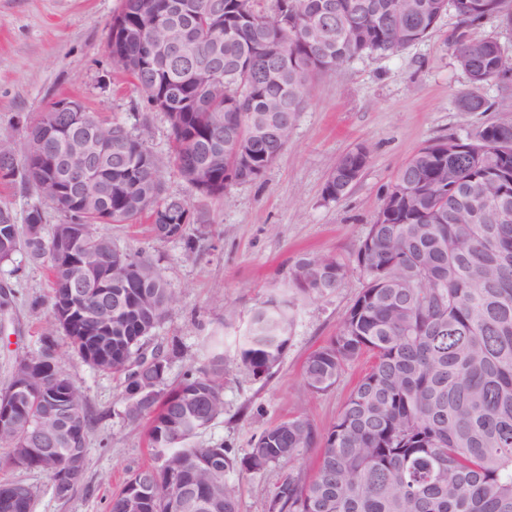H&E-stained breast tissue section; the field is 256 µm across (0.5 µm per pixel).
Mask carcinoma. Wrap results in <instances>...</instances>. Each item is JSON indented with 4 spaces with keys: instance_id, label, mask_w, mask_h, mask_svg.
Segmentation results:
<instances>
[{
    "instance_id": "1",
    "label": "carcinoma",
    "mask_w": 512,
    "mask_h": 512,
    "mask_svg": "<svg viewBox=\"0 0 512 512\" xmlns=\"http://www.w3.org/2000/svg\"><path fill=\"white\" fill-rule=\"evenodd\" d=\"M455 24L449 42L472 87L512 79V53L494 35L472 29L495 18L512 29V0H123L112 18V62L129 75L148 106L165 98L173 150L162 160L148 146L151 127L136 133L74 102L75 112H47L27 135L23 160L0 141V181L35 186L68 217L46 231L35 207L25 223L0 205V263L22 252L46 265L53 293L51 321L39 352L16 357L0 388L3 460L49 476L63 499L86 467L90 415L86 397L57 361L54 336L95 370L124 378V416L146 420L154 463L135 471L112 499L126 512L136 488L157 489L139 512H170V494L199 490L183 512H237L227 482L235 471L289 467L269 496L268 512H512V122L461 138L466 158L438 142L421 148L399 171L354 262L363 288L338 333L311 353L302 382L329 389L350 362L370 353L373 365L322 435L297 416L265 428L239 457L222 443L198 440L224 414V353L190 367L174 385L169 364L179 343L146 354L144 345L166 319L175 296L144 252L118 248L101 224L150 219L155 239L195 240L188 226L206 224L188 200L165 193V165L195 191L224 195L232 183L261 178L287 147L311 81L364 56L393 55L427 37L440 20ZM150 17L193 46L186 59H155L159 34ZM463 112H486L480 95L460 96ZM112 140V154H92L90 179L78 190L53 183L54 161L80 141ZM367 148L336 159L324 197L336 200L356 182ZM457 180L443 183L448 165ZM78 233L70 254L85 269L87 291L73 296L59 235ZM345 274L335 257L307 256L289 287L303 297L331 292ZM112 303V325L92 312ZM295 299L275 295L251 313L239 340L240 363L256 377L277 367L288 348ZM150 381L153 396H129L131 379ZM54 433L56 461L32 456L40 437ZM321 440L314 476L294 464ZM217 458L221 468L211 465ZM35 492L23 481L0 484V502Z\"/></svg>"
}]
</instances>
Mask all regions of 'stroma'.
Instances as JSON below:
<instances>
[{
	"instance_id": "obj_1",
	"label": "stroma",
	"mask_w": 512,
	"mask_h": 512,
	"mask_svg": "<svg viewBox=\"0 0 512 512\" xmlns=\"http://www.w3.org/2000/svg\"><path fill=\"white\" fill-rule=\"evenodd\" d=\"M122 6L123 0H0V141L24 145L28 128L54 102L69 99L133 131L150 119V148L169 156L166 115L146 110L140 90L113 66L107 49L109 24ZM453 24L445 16L428 37L398 55L358 58L317 76L287 147L260 179L230 185L216 198L192 191L173 168H165L166 193L187 198L209 218L188 229L197 239L194 251L180 240H156L145 219L105 225L117 247L153 258L176 297L146 344L152 350L179 342L170 381L204 364L215 338L224 340V413L203 441L224 443L241 455L264 428L298 415L317 431L327 430L369 370L365 356L346 366L326 391L314 394L302 385L307 357L336 336L362 288L353 256L398 171L425 145L512 119L507 84L481 88L489 111H460L457 101L470 85L448 43ZM358 145L369 152L359 178L345 196L325 199L332 166ZM1 203L20 222L35 206L47 225L67 220L32 186L0 184ZM312 254L339 259L346 274L333 292L299 300L280 364L269 378H254L236 360L251 312L287 288L295 263ZM0 286L11 294L8 308L0 310L1 382L8 359L40 349L51 318V283L44 265L19 254L0 264ZM57 343L58 364L81 387L94 417L84 478L64 499L36 470L5 464L0 481L30 484L32 512H109L130 475L151 461L148 425L125 420L122 377L82 362L65 338ZM282 474L277 467L230 473L238 512H268V495Z\"/></svg>"
}]
</instances>
